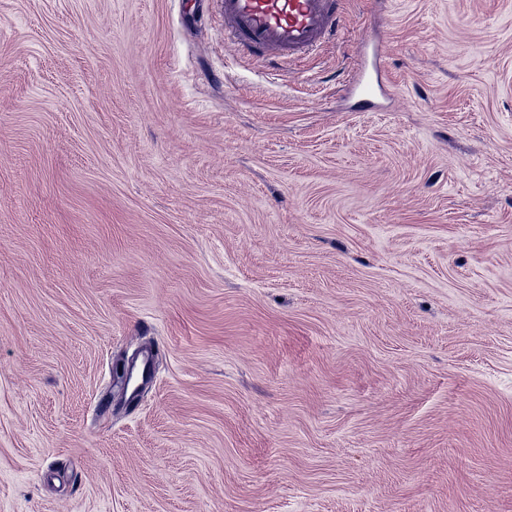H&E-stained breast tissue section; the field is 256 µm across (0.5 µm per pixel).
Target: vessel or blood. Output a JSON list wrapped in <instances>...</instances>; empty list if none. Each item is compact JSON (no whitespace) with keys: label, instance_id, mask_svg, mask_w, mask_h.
Instances as JSON below:
<instances>
[{"label":"vessel or blood","instance_id":"vessel-or-blood-1","mask_svg":"<svg viewBox=\"0 0 512 512\" xmlns=\"http://www.w3.org/2000/svg\"><path fill=\"white\" fill-rule=\"evenodd\" d=\"M232 49L290 63L334 40L345 0H221ZM383 60L381 46L362 43L354 70L361 93L371 99Z\"/></svg>","mask_w":512,"mask_h":512}]
</instances>
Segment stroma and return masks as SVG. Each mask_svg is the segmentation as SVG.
Masks as SVG:
<instances>
[{"mask_svg":"<svg viewBox=\"0 0 512 512\" xmlns=\"http://www.w3.org/2000/svg\"><path fill=\"white\" fill-rule=\"evenodd\" d=\"M0 512H512V0H0ZM237 53L288 64L334 40L344 0H221ZM384 50L378 44H371L363 41L361 48L356 55L353 71L359 73L363 79L361 93L364 97L363 104H371L375 86H379L378 75L381 70Z\"/></svg>","mask_w":512,"mask_h":512,"instance_id":"obj_1","label":"stroma"}]
</instances>
